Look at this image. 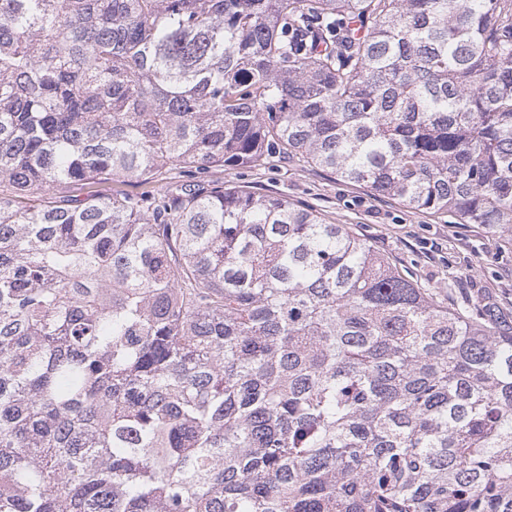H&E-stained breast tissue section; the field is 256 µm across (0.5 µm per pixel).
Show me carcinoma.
Returning a JSON list of instances; mask_svg holds the SVG:
<instances>
[{
	"mask_svg": "<svg viewBox=\"0 0 512 512\" xmlns=\"http://www.w3.org/2000/svg\"><path fill=\"white\" fill-rule=\"evenodd\" d=\"M284 155L512 236V0H0V512H512V333Z\"/></svg>",
	"mask_w": 512,
	"mask_h": 512,
	"instance_id": "obj_1",
	"label": "carcinoma"
}]
</instances>
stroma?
Returning <instances> with one entry per match:
<instances>
[{
	"label": "stroma",
	"mask_w": 512,
	"mask_h": 512,
	"mask_svg": "<svg viewBox=\"0 0 512 512\" xmlns=\"http://www.w3.org/2000/svg\"><path fill=\"white\" fill-rule=\"evenodd\" d=\"M214 178L321 212L389 256L440 302L512 327V238L445 213L419 212L298 160L218 168Z\"/></svg>",
	"instance_id": "obj_1"
}]
</instances>
